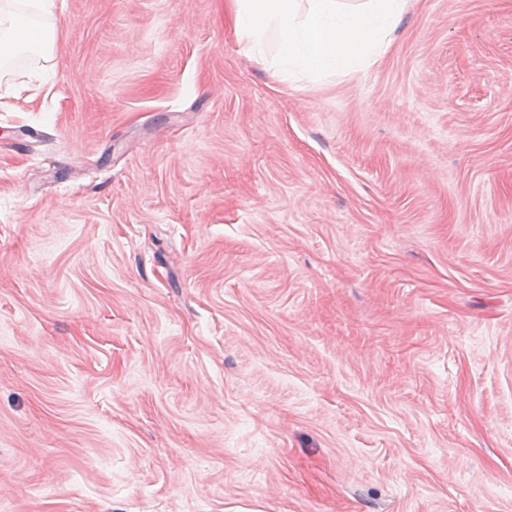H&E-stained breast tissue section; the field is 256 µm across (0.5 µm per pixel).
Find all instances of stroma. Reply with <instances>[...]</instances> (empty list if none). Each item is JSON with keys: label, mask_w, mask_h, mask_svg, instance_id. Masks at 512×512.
Returning a JSON list of instances; mask_svg holds the SVG:
<instances>
[{"label": "stroma", "mask_w": 512, "mask_h": 512, "mask_svg": "<svg viewBox=\"0 0 512 512\" xmlns=\"http://www.w3.org/2000/svg\"><path fill=\"white\" fill-rule=\"evenodd\" d=\"M224 2L0 77V512H512V0L295 81Z\"/></svg>", "instance_id": "obj_1"}]
</instances>
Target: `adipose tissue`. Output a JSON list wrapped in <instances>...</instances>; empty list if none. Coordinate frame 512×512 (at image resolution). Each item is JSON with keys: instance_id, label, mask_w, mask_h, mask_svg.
<instances>
[{"instance_id": "1", "label": "adipose tissue", "mask_w": 512, "mask_h": 512, "mask_svg": "<svg viewBox=\"0 0 512 512\" xmlns=\"http://www.w3.org/2000/svg\"><path fill=\"white\" fill-rule=\"evenodd\" d=\"M410 0H225L239 40L264 57V34L277 25L275 75L343 72L370 65ZM53 0H0V56L19 50L52 54L56 43Z\"/></svg>"}]
</instances>
